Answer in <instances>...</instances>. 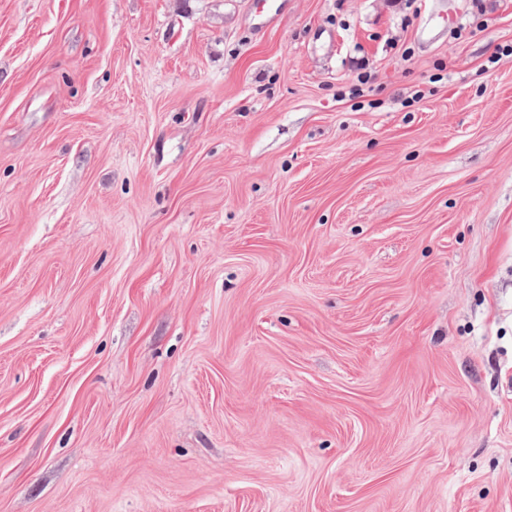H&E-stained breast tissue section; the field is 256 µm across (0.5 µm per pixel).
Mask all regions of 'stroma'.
<instances>
[{
	"instance_id": "1",
	"label": "stroma",
	"mask_w": 512,
	"mask_h": 512,
	"mask_svg": "<svg viewBox=\"0 0 512 512\" xmlns=\"http://www.w3.org/2000/svg\"><path fill=\"white\" fill-rule=\"evenodd\" d=\"M486 7L0 0V512H512Z\"/></svg>"
}]
</instances>
